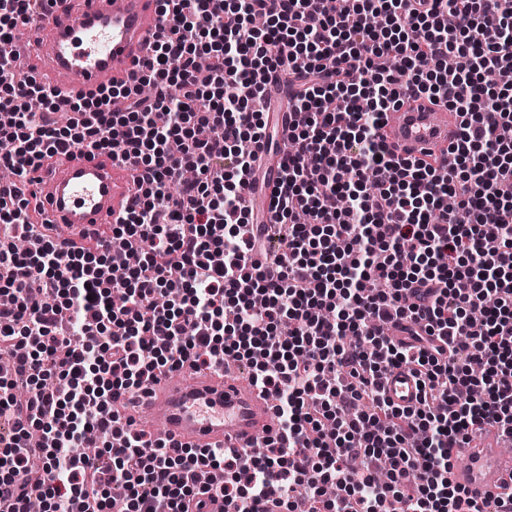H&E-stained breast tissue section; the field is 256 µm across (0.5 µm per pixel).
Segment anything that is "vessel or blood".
Segmentation results:
<instances>
[{"label":"vessel or blood","instance_id":"vessel-or-blood-1","mask_svg":"<svg viewBox=\"0 0 512 512\" xmlns=\"http://www.w3.org/2000/svg\"><path fill=\"white\" fill-rule=\"evenodd\" d=\"M158 27V0H49L27 25V53L45 86L85 93L108 77L131 81L149 60ZM383 133L398 154L413 160L440 153L456 137L444 104L415 97L389 112ZM281 177L278 161L263 163L248 194L257 210L268 212ZM30 179L38 222L64 226L74 238L120 222L133 193L130 165L107 155L76 151L48 159ZM383 390L393 406L418 404L419 381L406 370H391ZM127 398L138 408L131 431L159 427L173 442L191 448H252L270 432V398L220 367L188 381H153ZM503 444L497 436L492 446L464 449L465 462L449 469V481L469 497L512 492V453ZM468 499L460 502L459 512H468Z\"/></svg>","mask_w":512,"mask_h":512}]
</instances>
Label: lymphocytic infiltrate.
Wrapping results in <instances>:
<instances>
[{
    "mask_svg": "<svg viewBox=\"0 0 512 512\" xmlns=\"http://www.w3.org/2000/svg\"><path fill=\"white\" fill-rule=\"evenodd\" d=\"M43 3L0 0V168L15 174L0 184V352L28 347L0 372V512L36 493L52 512H296L300 488L307 512H457L454 448L483 425L512 435V87L483 82L512 66V0H162L132 82L81 96L16 68V31ZM271 73L292 78L296 112L276 249L243 231ZM420 94L458 118L453 168L401 159L381 133ZM75 150L137 171L122 222L80 243L36 230L23 190ZM104 235L126 244L123 277L105 273ZM229 309L247 329L230 344ZM398 317L417 324L410 342L384 332ZM229 353L275 399L262 447L123 431L121 395ZM403 365L412 409L382 393ZM93 438L104 455H76Z\"/></svg>",
    "mask_w": 512,
    "mask_h": 512,
    "instance_id": "obj_1",
    "label": "lymphocytic infiltrate"
}]
</instances>
